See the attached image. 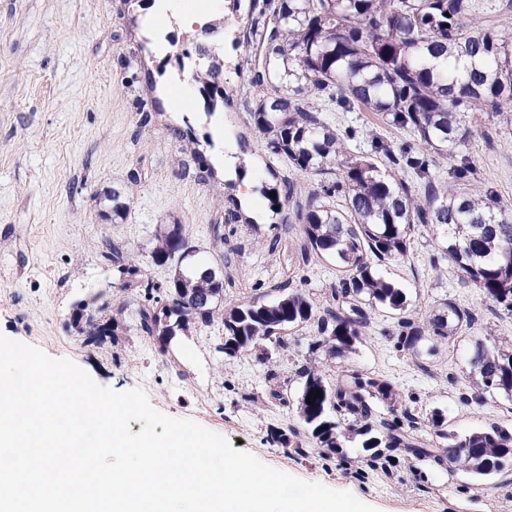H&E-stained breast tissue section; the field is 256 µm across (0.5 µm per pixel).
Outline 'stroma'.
<instances>
[{
  "instance_id": "obj_1",
  "label": "stroma",
  "mask_w": 512,
  "mask_h": 512,
  "mask_svg": "<svg viewBox=\"0 0 512 512\" xmlns=\"http://www.w3.org/2000/svg\"><path fill=\"white\" fill-rule=\"evenodd\" d=\"M202 9L218 33L186 27L185 10L174 0L159 7L154 0H0V334L71 359L99 385L143 389L163 414L194 421L275 469L351 492L377 512H485L487 499L494 512H512V486H503L502 475L478 474L464 457L447 469L405 454L389 480L365 479L359 439L324 456L297 412L301 366L329 382L345 366L396 381L400 402L423 430H430L433 414H442L436 448L494 424L512 425V395L459 399L460 392L475 395L481 388L471 364L476 342L512 352V311L480 301L434 248L427 226L416 227L407 257L381 265L404 289L405 310L374 306L370 331L346 356L312 350L307 326L289 330L284 344L264 342L261 363L252 354L225 355L218 318L190 325L168 342L141 333L145 287L164 297L175 270L151 254L164 224H180L197 259L224 271L228 304L273 301L279 282L321 298L336 281L334 261L295 266L290 256L300 225L269 218L272 203L287 202L286 181L306 192L320 178L270 156L251 121L256 89L237 43L245 20L232 15L229 0H204ZM162 14L166 24L156 25ZM203 46L224 61L223 112L211 118L200 84L185 76L186 69H206ZM178 84L191 94L181 111L169 106ZM337 118L358 129L360 149L375 135L396 151L410 141L367 112ZM187 124L197 138L192 148L177 134ZM481 129L464 149L475 166L472 187L512 202V128L486 118ZM209 168L216 178L207 182L202 173ZM246 177L255 202L244 206L243 220H226L224 182L234 181L237 197ZM116 190L127 205L119 216L112 213ZM110 245L134 254L131 276L139 289L121 290L131 276L106 257ZM445 297L471 308L477 321L456 336L421 342L435 368L426 375L411 351L397 348V322L404 316L422 324ZM82 304L103 308L114 335L95 342L73 324ZM274 389L280 399L271 398ZM295 437L302 452L290 444Z\"/></svg>"
}]
</instances>
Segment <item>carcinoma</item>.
I'll return each mask as SVG.
<instances>
[{
	"label": "carcinoma",
	"mask_w": 512,
	"mask_h": 512,
	"mask_svg": "<svg viewBox=\"0 0 512 512\" xmlns=\"http://www.w3.org/2000/svg\"><path fill=\"white\" fill-rule=\"evenodd\" d=\"M478 8L476 0H232V12L249 22L244 43L252 84L275 88L257 94L250 112L266 149L299 173L339 170V178L320 182L305 201L295 202L294 217L302 224V264L334 259L340 279L324 304L296 291L271 303L230 306L221 314L225 355L248 352L263 340L281 342L300 325L315 327L313 346L328 355L352 351L370 329V308H404L403 289L379 266L407 255L417 224L442 237L444 255L480 300L512 309V204L494 190L470 188L473 165L460 153L474 136L465 114L489 112L512 125V36L473 26ZM357 110L410 132L417 144L397 156L375 136L370 149L352 150L357 131L339 129L322 113ZM435 155L460 156L449 178L432 171ZM384 159L400 178L381 172ZM180 229L167 224L155 236L154 261L174 260L176 271L165 303L139 311L141 330L150 336H174L218 314L224 276L195 261L183 267L187 255L175 247ZM475 321L471 308L445 298L421 326L400 318L398 344L415 354L426 337L446 339ZM76 322L95 336L108 331L87 306L78 309ZM471 363L485 391L512 394L511 353L478 342ZM302 374L297 409L304 424L320 447L335 454L342 447L341 422H347L369 451L366 477L388 474L392 454L404 448L438 465L464 455L485 475L512 468V429L506 426L455 439L434 454L433 440L419 432L413 415L398 411L392 379L345 371L331 385L313 369ZM317 390L322 396L307 403ZM376 399L389 404L392 415L378 420V434L368 425Z\"/></svg>",
	"instance_id": "1"
}]
</instances>
